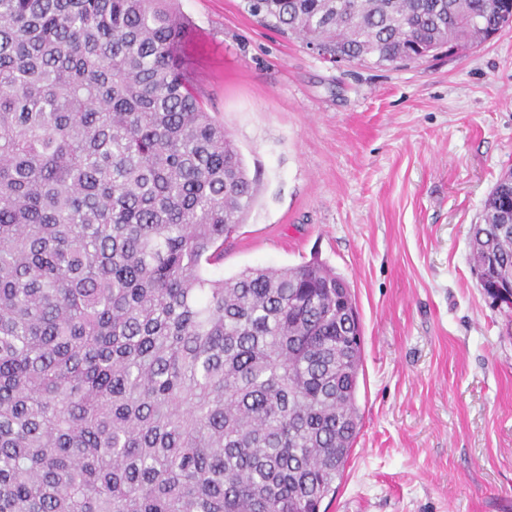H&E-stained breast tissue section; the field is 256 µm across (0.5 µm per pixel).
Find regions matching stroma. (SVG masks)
<instances>
[{
  "mask_svg": "<svg viewBox=\"0 0 512 512\" xmlns=\"http://www.w3.org/2000/svg\"><path fill=\"white\" fill-rule=\"evenodd\" d=\"M249 173L219 273L319 259L360 315L362 426L324 512H512V313L470 229L512 171V26L423 63L333 65L244 0H177Z\"/></svg>",
  "mask_w": 512,
  "mask_h": 512,
  "instance_id": "obj_1",
  "label": "stroma"
}]
</instances>
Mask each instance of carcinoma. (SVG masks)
<instances>
[{"label": "carcinoma", "mask_w": 512, "mask_h": 512, "mask_svg": "<svg viewBox=\"0 0 512 512\" xmlns=\"http://www.w3.org/2000/svg\"><path fill=\"white\" fill-rule=\"evenodd\" d=\"M331 61H414L495 0H245ZM171 0H0V512H320L360 430L359 318L317 259L216 272L255 181ZM512 278V182L472 225Z\"/></svg>", "instance_id": "cac0c4a2"}]
</instances>
